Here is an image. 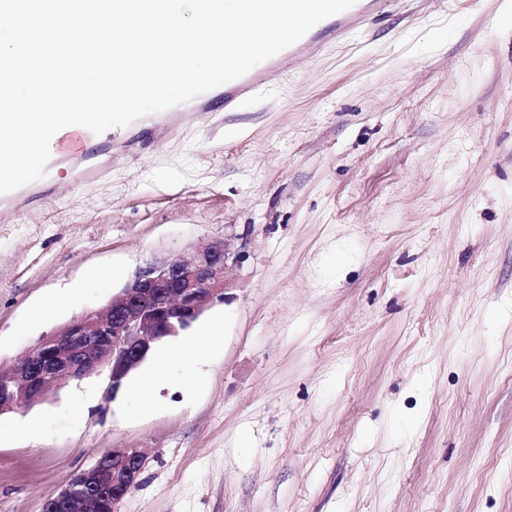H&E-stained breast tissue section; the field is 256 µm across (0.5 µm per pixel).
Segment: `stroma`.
Listing matches in <instances>:
<instances>
[{"label": "stroma", "instance_id": "obj_1", "mask_svg": "<svg viewBox=\"0 0 512 512\" xmlns=\"http://www.w3.org/2000/svg\"><path fill=\"white\" fill-rule=\"evenodd\" d=\"M384 12L238 111L150 148L108 130L102 178L64 160L41 205L0 209L2 363L147 264L245 254L193 388L173 363L143 413L94 373L0 415V512L107 448L146 457L120 512H512V0Z\"/></svg>", "mask_w": 512, "mask_h": 512}]
</instances>
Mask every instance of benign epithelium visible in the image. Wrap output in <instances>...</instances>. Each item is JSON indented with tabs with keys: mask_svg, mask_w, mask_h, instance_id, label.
I'll use <instances>...</instances> for the list:
<instances>
[{
	"mask_svg": "<svg viewBox=\"0 0 512 512\" xmlns=\"http://www.w3.org/2000/svg\"><path fill=\"white\" fill-rule=\"evenodd\" d=\"M244 259L221 237L204 240L188 259L172 258L140 269L101 312L72 319L42 337L24 356L0 363V414L32 407L62 382L105 374V392L117 395L164 340L189 330L203 311L233 298L228 273ZM145 456L138 448H112L76 471L48 500L71 507L89 490L78 512H106L101 491L112 490V512L140 483Z\"/></svg>",
	"mask_w": 512,
	"mask_h": 512,
	"instance_id": "7a95c632",
	"label": "benign epithelium"
}]
</instances>
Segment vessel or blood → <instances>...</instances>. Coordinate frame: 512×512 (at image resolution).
<instances>
[{
  "label": "vessel or blood",
  "mask_w": 512,
  "mask_h": 512,
  "mask_svg": "<svg viewBox=\"0 0 512 512\" xmlns=\"http://www.w3.org/2000/svg\"><path fill=\"white\" fill-rule=\"evenodd\" d=\"M382 5L383 0H356L353 6L319 22L299 41L256 65L245 75L171 107L170 119L194 115L197 110L210 109L217 103L225 111H237L243 102L252 99L260 90L283 85L299 60L323 55L328 41L346 42L353 32L379 23L384 15ZM92 137V131L81 126L63 128L51 139L50 156L55 159L62 155H75Z\"/></svg>",
  "instance_id": "obj_1"
}]
</instances>
